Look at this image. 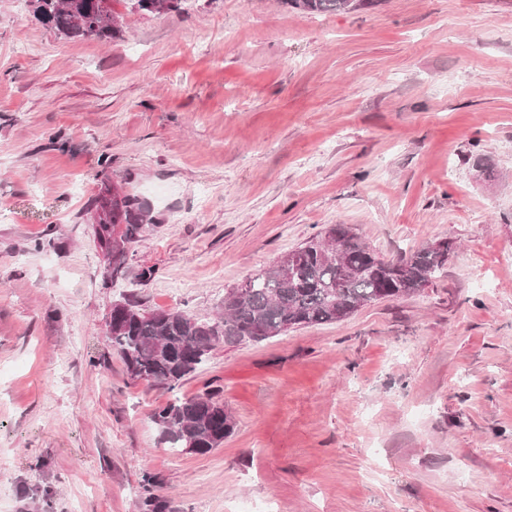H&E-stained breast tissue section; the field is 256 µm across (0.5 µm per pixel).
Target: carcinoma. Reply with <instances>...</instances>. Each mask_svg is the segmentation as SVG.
I'll return each mask as SVG.
<instances>
[{
  "mask_svg": "<svg viewBox=\"0 0 512 512\" xmlns=\"http://www.w3.org/2000/svg\"><path fill=\"white\" fill-rule=\"evenodd\" d=\"M38 19L65 36L112 38L118 25L112 20L108 0H33ZM132 9L160 13L178 9V0H131ZM297 9L336 13L363 5L368 0H287ZM104 218L100 238L123 226L128 244L138 241L150 221L149 211L135 198L123 197L112 206L101 205ZM431 245L396 260H386L366 245L353 229L333 224L309 237L275 262L248 277L224 294L222 313L203 322L180 310L146 312L128 300L112 314L109 334L120 352L130 380L175 389L193 374L220 344L237 346L262 342L291 328L342 321L358 308L417 294L448 263L454 251ZM160 439L181 452L196 445L205 455L223 445L234 429L224 404L207 391L178 399L154 415ZM157 482L143 476L147 512H163L164 501L156 494Z\"/></svg>",
  "mask_w": 512,
  "mask_h": 512,
  "instance_id": "cac0c4a2",
  "label": "carcinoma"
}]
</instances>
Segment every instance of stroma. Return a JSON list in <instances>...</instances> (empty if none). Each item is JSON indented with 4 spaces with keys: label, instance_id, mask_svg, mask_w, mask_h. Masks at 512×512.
<instances>
[{
    "label": "stroma",
    "instance_id": "stroma-1",
    "mask_svg": "<svg viewBox=\"0 0 512 512\" xmlns=\"http://www.w3.org/2000/svg\"><path fill=\"white\" fill-rule=\"evenodd\" d=\"M109 8L101 41L0 0V512H142L147 472L164 512H512V0ZM115 187L152 225L113 281ZM332 224L455 250L418 294L130 381L113 304L211 320ZM210 390L223 445L161 443L155 409ZM293 8L316 13H336L355 9L365 5L369 0H285ZM354 2H359L355 3Z\"/></svg>",
    "mask_w": 512,
    "mask_h": 512
}]
</instances>
